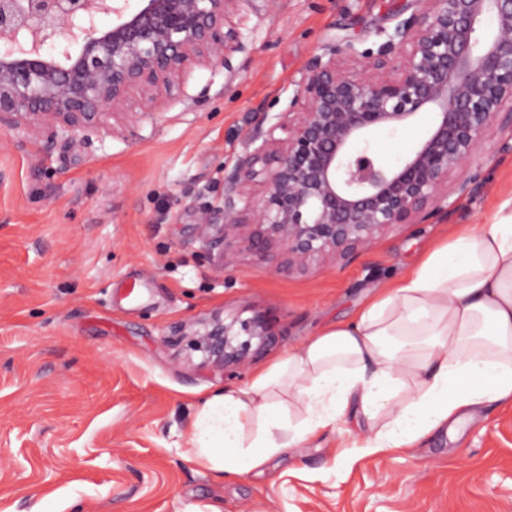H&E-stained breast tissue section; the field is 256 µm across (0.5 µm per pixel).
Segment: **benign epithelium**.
I'll use <instances>...</instances> for the list:
<instances>
[{
    "mask_svg": "<svg viewBox=\"0 0 512 512\" xmlns=\"http://www.w3.org/2000/svg\"><path fill=\"white\" fill-rule=\"evenodd\" d=\"M229 0H0V125L51 145L90 141L142 102L158 109L194 58L224 63ZM112 16V25L98 19ZM494 21L490 36L479 25ZM425 136L392 165L370 148L382 129L423 113ZM512 131V0H413L376 48L351 42L314 55L288 102L224 170L223 205L206 207L199 236L232 264L274 247L272 272L346 263L387 227L427 224L454 192L483 187L472 165L496 131ZM201 365L239 366L272 341L269 319L236 314L181 325Z\"/></svg>",
    "mask_w": 512,
    "mask_h": 512,
    "instance_id": "obj_1",
    "label": "benign epithelium"
}]
</instances>
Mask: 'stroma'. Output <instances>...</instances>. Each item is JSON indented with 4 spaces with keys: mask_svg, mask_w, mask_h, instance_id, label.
<instances>
[{
    "mask_svg": "<svg viewBox=\"0 0 512 512\" xmlns=\"http://www.w3.org/2000/svg\"><path fill=\"white\" fill-rule=\"evenodd\" d=\"M405 0H229L224 63L191 66L159 110L108 120L83 146L0 128V512H512V407H490L457 441L347 454L340 438L218 480L183 456L202 397L252 377L350 317L368 287L408 270L448 230L512 200V148L489 142L485 183L432 224H400L346 264L270 273L276 256L218 269L196 233L224 171L292 97L331 43L372 47ZM429 115L377 135L402 157ZM271 318L276 346L235 376L174 345L176 324Z\"/></svg>",
    "mask_w": 512,
    "mask_h": 512,
    "instance_id": "35a3bbf8",
    "label": "stroma"
}]
</instances>
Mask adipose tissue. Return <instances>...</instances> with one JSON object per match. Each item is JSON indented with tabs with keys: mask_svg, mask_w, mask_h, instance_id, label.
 <instances>
[{
	"mask_svg": "<svg viewBox=\"0 0 512 512\" xmlns=\"http://www.w3.org/2000/svg\"><path fill=\"white\" fill-rule=\"evenodd\" d=\"M512 406V210L457 230L355 314L202 399L184 457L217 477L261 470L350 416L363 453L455 436L487 406Z\"/></svg>",
	"mask_w": 512,
	"mask_h": 512,
	"instance_id": "1",
	"label": "adipose tissue"
}]
</instances>
